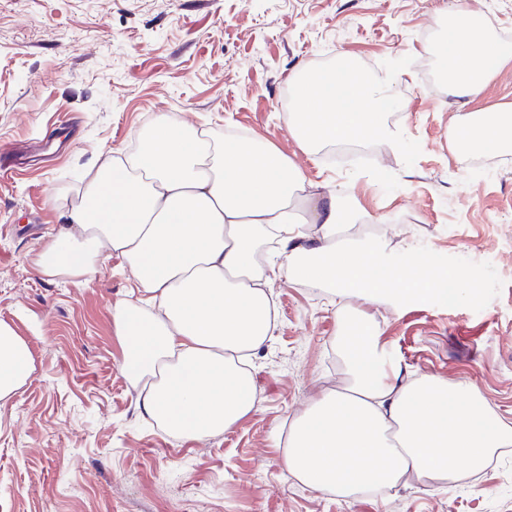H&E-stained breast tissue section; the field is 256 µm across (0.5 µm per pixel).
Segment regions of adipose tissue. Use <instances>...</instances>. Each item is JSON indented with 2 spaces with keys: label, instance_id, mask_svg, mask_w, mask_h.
<instances>
[{
  "label": "adipose tissue",
  "instance_id": "ef3b65f1",
  "mask_svg": "<svg viewBox=\"0 0 512 512\" xmlns=\"http://www.w3.org/2000/svg\"><path fill=\"white\" fill-rule=\"evenodd\" d=\"M436 50L448 63L444 84L459 97L478 96L512 61V45L482 35L467 10L441 23ZM295 87L291 128L307 151L365 133L397 140L383 120L387 85L356 66L307 72ZM464 132L466 144L496 153L512 143V110L484 113ZM362 219L347 196L306 191L298 169L270 145L215 139L171 114L157 119L143 146L114 151L90 171L84 197L38 265L47 275L90 276L104 254L123 258L145 293L113 314L124 370L146 382V414L201 437L256 405L241 362L273 332L276 278L316 282L341 300L421 301L468 287L457 267L434 273L418 258L397 266L380 239L350 238ZM341 352L345 390L312 400L288 428L284 462L307 486L352 496L409 472L445 479L451 459L475 471L512 445V424L476 389L386 375L365 318L342 328ZM32 371L27 343L0 323V399Z\"/></svg>",
  "mask_w": 512,
  "mask_h": 512
}]
</instances>
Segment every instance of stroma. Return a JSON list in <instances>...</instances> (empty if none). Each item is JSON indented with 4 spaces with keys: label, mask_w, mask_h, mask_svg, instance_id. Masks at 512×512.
<instances>
[{
    "label": "stroma",
    "mask_w": 512,
    "mask_h": 512,
    "mask_svg": "<svg viewBox=\"0 0 512 512\" xmlns=\"http://www.w3.org/2000/svg\"><path fill=\"white\" fill-rule=\"evenodd\" d=\"M478 13L512 36V0H0V323L33 372L0 400V512H512V446L465 481L401 479L353 497L317 491L284 463L288 426L330 391L340 361L330 292L280 278L276 324L247 360L255 409L223 433L177 435L141 408L124 373L115 308L142 291L120 258L94 275L48 276L36 261L66 225L92 165L165 114L273 146L307 183L357 198L354 232L392 261L423 255L477 281L352 310L379 333L386 372L476 388L512 422V146L464 153L472 113L512 104V62L480 96L456 98L418 66L439 20ZM346 58L369 77L398 65L386 114L401 141L348 140L308 153L288 124L301 73ZM417 249H410V242Z\"/></svg>",
    "instance_id": "obj_1"
}]
</instances>
